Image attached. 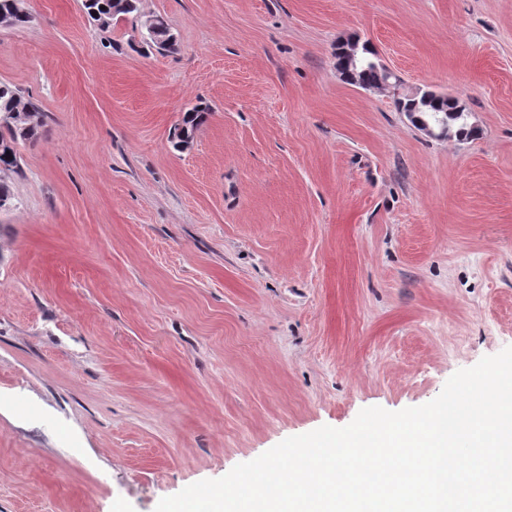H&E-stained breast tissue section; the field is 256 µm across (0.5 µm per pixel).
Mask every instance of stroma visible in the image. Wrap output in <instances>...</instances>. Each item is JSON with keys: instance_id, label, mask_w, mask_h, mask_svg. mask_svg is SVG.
I'll use <instances>...</instances> for the list:
<instances>
[{"instance_id": "stroma-1", "label": "stroma", "mask_w": 512, "mask_h": 512, "mask_svg": "<svg viewBox=\"0 0 512 512\" xmlns=\"http://www.w3.org/2000/svg\"><path fill=\"white\" fill-rule=\"evenodd\" d=\"M44 112L0 211V512H155L512 346V0H25ZM369 42L397 89L341 79ZM458 98L435 138L395 95ZM210 113L188 149V109ZM139 2L140 0H82V7L88 17L106 28L129 16L140 17ZM101 6H105V9H101ZM93 12H97V17L93 16ZM153 17L157 20L159 29L154 37L148 36L146 38L141 33V39L139 41L140 51L144 54L176 51L178 47L177 38L164 17L160 15L146 17V19L141 21V29L153 34L155 31V22Z\"/></svg>"}]
</instances>
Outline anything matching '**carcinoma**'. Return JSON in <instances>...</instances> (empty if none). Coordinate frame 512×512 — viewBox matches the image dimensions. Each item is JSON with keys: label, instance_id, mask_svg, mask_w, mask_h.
<instances>
[{"label": "carcinoma", "instance_id": "carcinoma-1", "mask_svg": "<svg viewBox=\"0 0 512 512\" xmlns=\"http://www.w3.org/2000/svg\"><path fill=\"white\" fill-rule=\"evenodd\" d=\"M140 0H82V7L88 17L106 28L112 23L129 16L140 17ZM0 14L7 17L11 26H25L33 21L31 14L17 6L15 0H0ZM159 29L155 36L141 37L139 49L144 54L164 53L177 50V38L166 19L155 16ZM391 76L379 62L376 53L367 44L359 45L355 85L361 88L380 89L388 86ZM398 111L429 122L443 119L448 123V131L461 139L475 135L476 130L469 122L468 111L455 97L435 95L430 91L414 95L399 96L395 99ZM15 114L12 123H0V200H13L12 187L8 174L19 170V156L16 145L35 137L43 125L44 114L20 90L10 84L0 82V114ZM206 119V110L194 107L184 113L182 128L178 131L175 147H180L184 138L192 139Z\"/></svg>", "mask_w": 512, "mask_h": 512}]
</instances>
